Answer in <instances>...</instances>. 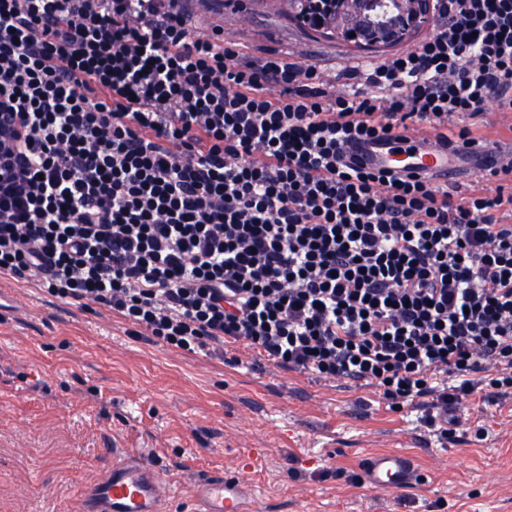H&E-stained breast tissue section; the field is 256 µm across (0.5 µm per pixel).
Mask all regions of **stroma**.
<instances>
[{"mask_svg":"<svg viewBox=\"0 0 512 512\" xmlns=\"http://www.w3.org/2000/svg\"><path fill=\"white\" fill-rule=\"evenodd\" d=\"M217 19L242 56H306L329 79L387 56L308 36L258 0H222ZM131 330L102 305L0 280V512H80L114 444L173 485L166 512H193L213 472L249 480L263 512H512V397L465 401L440 440L371 387L284 371L242 345L186 355ZM370 450L415 454L420 481L366 492Z\"/></svg>","mask_w":512,"mask_h":512,"instance_id":"obj_1","label":"stroma"}]
</instances>
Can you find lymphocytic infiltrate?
<instances>
[{"instance_id": "1", "label": "lymphocytic infiltrate", "mask_w": 512, "mask_h": 512, "mask_svg": "<svg viewBox=\"0 0 512 512\" xmlns=\"http://www.w3.org/2000/svg\"><path fill=\"white\" fill-rule=\"evenodd\" d=\"M208 0H0V277L90 300L186 354L243 345L375 388L447 437L512 396V160L463 195L350 142H472L512 112V0H432L414 47L332 90L242 59Z\"/></svg>"}]
</instances>
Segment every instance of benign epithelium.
Listing matches in <instances>:
<instances>
[{
  "label": "benign epithelium",
  "instance_id": "benign-epithelium-1",
  "mask_svg": "<svg viewBox=\"0 0 512 512\" xmlns=\"http://www.w3.org/2000/svg\"><path fill=\"white\" fill-rule=\"evenodd\" d=\"M399 12L386 23L367 19L366 0L336 3V32L364 48H388L409 42L429 21L431 0H401ZM355 37H350V34Z\"/></svg>",
  "mask_w": 512,
  "mask_h": 512
}]
</instances>
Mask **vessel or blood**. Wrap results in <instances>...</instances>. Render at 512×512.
I'll return each instance as SVG.
<instances>
[{"mask_svg": "<svg viewBox=\"0 0 512 512\" xmlns=\"http://www.w3.org/2000/svg\"><path fill=\"white\" fill-rule=\"evenodd\" d=\"M465 157L474 173L487 172L498 158H512V140L493 148L478 142L465 146ZM351 155L365 166L382 167L394 174L426 173L442 183L462 180L458 161L434 135H412L402 141L358 147ZM418 468L412 456L400 452L371 453L360 463L363 488L394 492L408 487ZM172 489L157 468L137 455L120 448L112 451V465L93 484L82 501V512H164V502ZM259 493L247 481L213 475L196 487L198 512H260Z\"/></svg>", "mask_w": 512, "mask_h": 512, "instance_id": "obj_1", "label": "vessel or blood"}]
</instances>
